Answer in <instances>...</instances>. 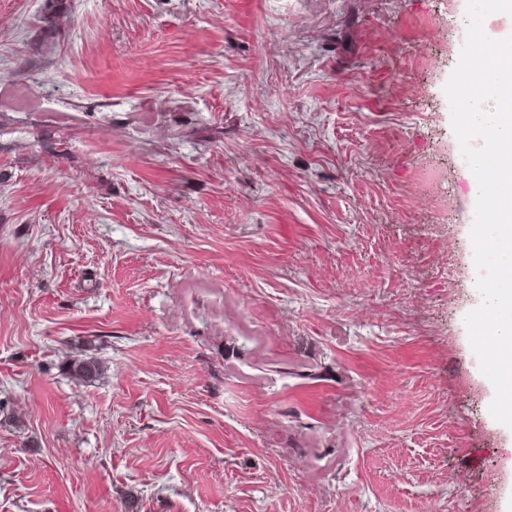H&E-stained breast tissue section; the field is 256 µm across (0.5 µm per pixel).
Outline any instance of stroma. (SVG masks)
<instances>
[{
  "mask_svg": "<svg viewBox=\"0 0 512 512\" xmlns=\"http://www.w3.org/2000/svg\"><path fill=\"white\" fill-rule=\"evenodd\" d=\"M466 2L0 0V512H504ZM71 377L81 381L97 378L102 370L100 362L93 357L77 358L67 364Z\"/></svg>",
  "mask_w": 512,
  "mask_h": 512,
  "instance_id": "stroma-1",
  "label": "stroma"
}]
</instances>
